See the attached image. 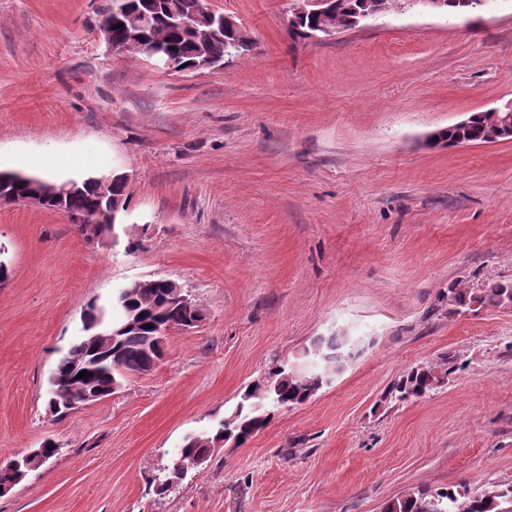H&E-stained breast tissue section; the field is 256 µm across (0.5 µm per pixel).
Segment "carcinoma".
Returning a JSON list of instances; mask_svg holds the SVG:
<instances>
[{
    "mask_svg": "<svg viewBox=\"0 0 512 512\" xmlns=\"http://www.w3.org/2000/svg\"><path fill=\"white\" fill-rule=\"evenodd\" d=\"M156 2L170 4L185 16L205 7L204 0ZM358 7L359 0H336L333 22L347 30L353 28ZM242 33L241 26H228L206 40L198 31L174 23L168 10L158 8L153 23L145 29V45L149 49L162 47L187 65L205 55L222 61L241 54L234 42ZM129 38L127 28L112 29L114 51L146 57L141 46L127 47ZM64 206L74 216L94 209L106 212L111 208V199L103 195L98 183L87 179L80 191L65 198ZM448 305L454 307L456 313L463 308L511 306L512 283L496 282L470 290L450 288ZM115 307L120 310V318L109 322L105 320L103 309H97V315L83 324L86 335L58 359L49 380V406L54 412L75 409L82 404L85 392L93 387L121 386L130 376L154 368L164 353L165 344V336L158 335L157 323H166L171 329L180 326L184 319L181 308L169 301L166 288L161 284L152 288L131 284L115 299ZM127 318L135 320L134 327H123ZM354 357V345L347 337L333 335L318 339L313 349L306 352L305 360L307 364L316 361V369H306L300 376L292 367L283 365L270 372L265 380L255 383L254 389L245 390L229 415L209 430L186 437L173 472L184 473L188 467L197 465L198 458L211 453L216 442L224 439L226 431L249 437L256 435L267 426L271 409L305 403L328 383L331 375L341 373ZM83 370L90 376L78 377ZM438 381L434 368H416L408 372L394 390L402 398L423 396L433 390ZM510 500L512 486L492 487L474 495L466 490L420 489L387 501L382 512H503Z\"/></svg>",
    "mask_w": 512,
    "mask_h": 512,
    "instance_id": "1",
    "label": "carcinoma"
}]
</instances>
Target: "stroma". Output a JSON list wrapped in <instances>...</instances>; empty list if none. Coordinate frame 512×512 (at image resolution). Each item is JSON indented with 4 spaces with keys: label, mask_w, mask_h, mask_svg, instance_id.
Listing matches in <instances>:
<instances>
[{
    "label": "stroma",
    "mask_w": 512,
    "mask_h": 512,
    "mask_svg": "<svg viewBox=\"0 0 512 512\" xmlns=\"http://www.w3.org/2000/svg\"><path fill=\"white\" fill-rule=\"evenodd\" d=\"M254 38L217 68L113 54L112 0H0V169L126 176L113 237L0 204V464L61 448L0 512H382L420 488L512 486V307L457 314L452 288L512 281V142L429 131L512 101V0L392 11L301 40L290 0H205ZM170 279L198 304L110 398L47 407L89 302ZM342 334L358 354L307 402L226 442L171 489L186 435ZM434 367L421 397L392 387Z\"/></svg>",
    "instance_id": "35a3bbf8"
}]
</instances>
